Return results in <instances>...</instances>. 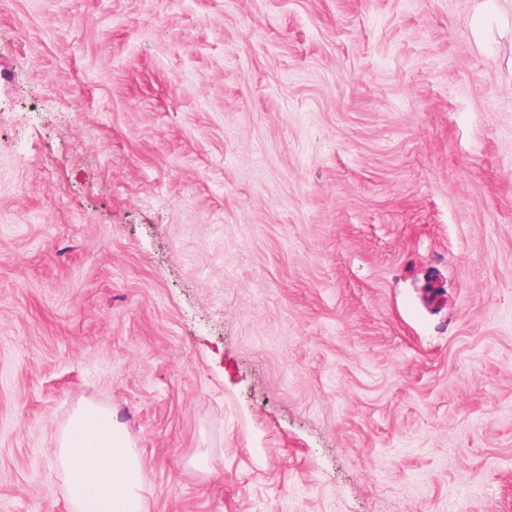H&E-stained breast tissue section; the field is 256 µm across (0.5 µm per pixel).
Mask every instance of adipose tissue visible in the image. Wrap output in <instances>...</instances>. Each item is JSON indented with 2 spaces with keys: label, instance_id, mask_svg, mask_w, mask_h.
<instances>
[{
  "label": "adipose tissue",
  "instance_id": "ef3b65f1",
  "mask_svg": "<svg viewBox=\"0 0 512 512\" xmlns=\"http://www.w3.org/2000/svg\"><path fill=\"white\" fill-rule=\"evenodd\" d=\"M70 512H148L141 457L111 410L79 407L55 451Z\"/></svg>",
  "mask_w": 512,
  "mask_h": 512
}]
</instances>
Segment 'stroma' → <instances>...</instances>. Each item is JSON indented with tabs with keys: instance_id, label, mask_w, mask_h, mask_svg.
Wrapping results in <instances>:
<instances>
[{
	"instance_id": "obj_1",
	"label": "stroma",
	"mask_w": 512,
	"mask_h": 512,
	"mask_svg": "<svg viewBox=\"0 0 512 512\" xmlns=\"http://www.w3.org/2000/svg\"><path fill=\"white\" fill-rule=\"evenodd\" d=\"M482 4L0 0V512H69L84 404L150 512H512Z\"/></svg>"
}]
</instances>
